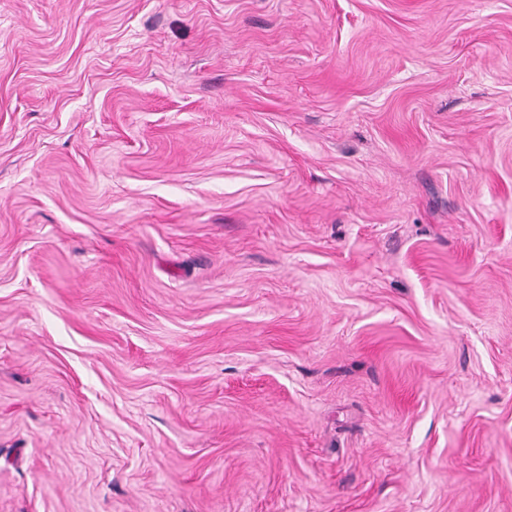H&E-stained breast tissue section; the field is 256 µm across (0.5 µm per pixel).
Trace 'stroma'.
I'll use <instances>...</instances> for the list:
<instances>
[{
	"label": "stroma",
	"instance_id": "1",
	"mask_svg": "<svg viewBox=\"0 0 512 512\" xmlns=\"http://www.w3.org/2000/svg\"><path fill=\"white\" fill-rule=\"evenodd\" d=\"M0 512H512V0H0Z\"/></svg>",
	"mask_w": 512,
	"mask_h": 512
}]
</instances>
